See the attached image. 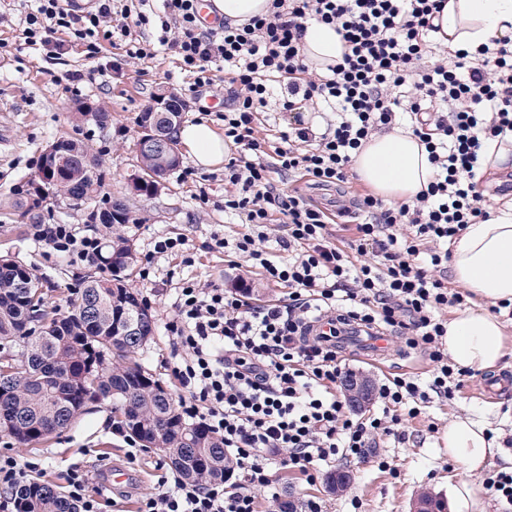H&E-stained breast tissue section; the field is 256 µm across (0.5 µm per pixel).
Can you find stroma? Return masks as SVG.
Returning <instances> with one entry per match:
<instances>
[{
	"mask_svg": "<svg viewBox=\"0 0 512 512\" xmlns=\"http://www.w3.org/2000/svg\"><path fill=\"white\" fill-rule=\"evenodd\" d=\"M25 0H0V40L13 50L0 55V103L9 106L0 111V256L9 255L28 265L39 279L49 306L66 310L67 301L90 271L103 278L111 272L105 265L74 262L45 243L33 239L22 223L15 204L26 194L36 178L45 147L65 134L82 143L97 158L106 178L100 198L129 197L136 217L126 225L125 233L138 257L134 288L149 306L154 322L152 339L138 357L173 396L183 392L178 380L166 366L173 340L165 325L173 319L175 290L182 281L201 286L218 284L231 288L238 278L251 286L258 304H274L284 289L269 284L258 270L245 262L231 264L214 235H235L242 226L224 213V174L184 161L162 180L151 195L134 193L130 179L139 171L134 144L139 136L137 118L151 102L154 92L170 91L181 98L186 108L183 121H205L223 130L219 115L228 98L223 69H215L212 91L202 97L191 95L189 79L174 56L160 52L155 60L143 63L123 56L120 47L104 45L99 58H87L75 46L61 59H53L46 50L20 46L19 19ZM120 59V71L100 75L98 67ZM80 74L78 92L67 91V74ZM214 100L210 112H201L206 100ZM99 106L110 112L112 121L99 127L83 120L75 111L79 105ZM283 190L302 189L314 201L345 205L368 188L352 180L343 188L311 186L288 174H276ZM37 212L43 224H71L80 235L103 236L101 225L87 221V208L75 209L65 201L53 199L40 203ZM184 236L187 251L163 256L154 253L157 237ZM391 356L386 367H378L362 355L349 358L350 369L371 376L382 385L396 376H410L419 383L428 380L429 361L421 349L406 345L403 336L392 335ZM475 415L483 421L496 442L512 453V399L492 401L477 397L470 386L456 392L453 401L433 400L418 417L405 422L402 439H377L370 453L388 461L392 469L384 471L377 464H356L339 458L323 466L314 484H307L288 470L273 473L272 490L256 493L257 512H277L281 502L290 500L303 506L317 498L326 512H410L412 501L423 490L447 499L448 487L466 479L464 469L448 459L444 433L455 417ZM129 433L118 430L109 401L88 404L87 410L70 427L52 434L32 448H23L0 435V455L14 457L25 467L30 478L45 481L70 492L71 473L83 474L90 491L96 492L100 512H138L142 498L154 492L167 462L155 448L132 451ZM125 466L129 478L120 487H111L113 465ZM352 476L349 488L340 495L326 489V477L334 471Z\"/></svg>",
	"mask_w": 512,
	"mask_h": 512,
	"instance_id": "obj_1",
	"label": "stroma"
}]
</instances>
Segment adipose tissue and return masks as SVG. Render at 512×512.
<instances>
[{
	"label": "adipose tissue",
	"instance_id": "adipose-tissue-1",
	"mask_svg": "<svg viewBox=\"0 0 512 512\" xmlns=\"http://www.w3.org/2000/svg\"><path fill=\"white\" fill-rule=\"evenodd\" d=\"M435 23L437 43L472 53L491 39H512V0H447ZM303 43L306 62L316 73H326L341 58L343 45L334 26L310 25ZM180 139L201 168H221L230 154L223 134L203 121L183 127ZM354 170L379 197L401 202L413 201L434 175L424 145L403 127L364 142L355 156ZM450 268L455 285L478 300L512 304V205L483 223L467 226L452 245ZM507 341L503 324L486 310H459L448 320L445 346L456 367L477 373L494 369ZM445 441L449 460L469 474L480 473L497 456L512 467V454H501L486 427L471 416L451 420Z\"/></svg>",
	"mask_w": 512,
	"mask_h": 512
}]
</instances>
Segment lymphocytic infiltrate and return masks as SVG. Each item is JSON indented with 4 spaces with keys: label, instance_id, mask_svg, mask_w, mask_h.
<instances>
[{
    "label": "lymphocytic infiltrate",
    "instance_id": "lymphocytic-infiltrate-1",
    "mask_svg": "<svg viewBox=\"0 0 512 512\" xmlns=\"http://www.w3.org/2000/svg\"><path fill=\"white\" fill-rule=\"evenodd\" d=\"M443 3L272 0L270 14L218 30L202 26L197 0H162L153 17L127 7L113 14L112 0L81 10L33 0L21 18L20 41L57 57L76 45L93 58L106 41L123 42L126 57L140 61L171 52L193 92L213 86V67L224 64V138L240 150L224 165V211L243 216L250 230L216 244L288 291L282 302L256 305L243 281L232 290L190 281L179 287L167 325L179 348L170 367L189 392L178 405L183 417L223 438L237 479L228 491L162 479L141 512H256L255 492L271 485L272 468L311 482L335 458L367 461L375 436L397 435L404 418L419 415L431 398L453 399L469 378L443 343L446 312L465 296L449 290L442 272L449 243L490 217L481 166L486 142L512 134V43L471 54L434 42ZM312 22L335 26L345 46L325 75L312 73L302 55ZM149 24L155 41L133 36L132 26ZM277 83L286 89L282 109L295 119L267 134L261 115ZM319 105L336 111L323 129L301 117ZM406 112L433 179L410 203L361 195L346 246L337 245L325 210L273 183L276 169L311 185L346 182L363 142ZM275 220L286 234L274 254L263 243ZM32 235L74 261L93 262L103 250L101 238L78 235L70 224H36ZM329 312L341 324L399 329L428 355L427 384L394 378L378 391L381 412L354 417L339 395L347 370L335 346L306 340L312 318Z\"/></svg>",
    "mask_w": 512,
    "mask_h": 512
}]
</instances>
